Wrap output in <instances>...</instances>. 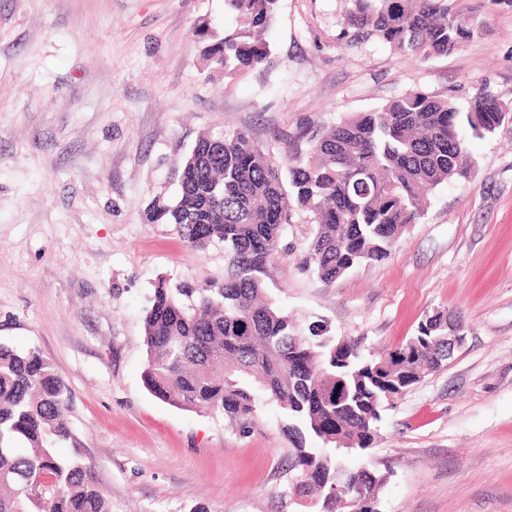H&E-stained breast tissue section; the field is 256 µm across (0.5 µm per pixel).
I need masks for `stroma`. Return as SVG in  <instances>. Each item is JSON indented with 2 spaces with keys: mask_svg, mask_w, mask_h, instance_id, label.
<instances>
[{
  "mask_svg": "<svg viewBox=\"0 0 512 512\" xmlns=\"http://www.w3.org/2000/svg\"><path fill=\"white\" fill-rule=\"evenodd\" d=\"M346 6L279 0L267 64L227 75L203 56L237 25L224 0H0V342L54 364L63 451L112 512H296L276 405L244 436L144 386L155 287L224 278L223 246L147 219L199 135L244 130L278 153L305 125L415 91L485 88L512 108V0H462L479 31L425 60L343 38ZM469 149L473 177L439 188L386 260L325 284L304 268L314 226L298 211L261 275L288 314L368 348H398L437 310L463 318L448 364L341 458L387 474L380 512H512V123Z\"/></svg>",
  "mask_w": 512,
  "mask_h": 512,
  "instance_id": "1",
  "label": "stroma"
}]
</instances>
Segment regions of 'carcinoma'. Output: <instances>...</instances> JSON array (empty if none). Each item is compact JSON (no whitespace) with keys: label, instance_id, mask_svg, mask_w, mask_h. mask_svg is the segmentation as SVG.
<instances>
[{"label":"carcinoma","instance_id":"cac0c4a2","mask_svg":"<svg viewBox=\"0 0 512 512\" xmlns=\"http://www.w3.org/2000/svg\"><path fill=\"white\" fill-rule=\"evenodd\" d=\"M355 39H377L414 59L446 55L474 35L458 0H350ZM241 27L213 44L208 59L234 73L263 64L278 0H225ZM512 121L499 99L477 91L464 108L408 93L329 127L304 130L280 157L246 131L206 134L181 162L179 190L149 208L150 221L179 226L191 249L224 245L220 285L159 283L144 316L143 380L174 407L221 415L241 433L276 404L292 444V493L302 512H347L375 503L386 476L343 469L338 457L371 447L383 405L448 360V314L423 321L389 352L298 323L265 295L260 274L280 252L293 209L314 224L306 266L332 284L360 264L385 260L441 185L470 176L476 138ZM68 389L37 350L0 342V512H112L79 454L64 409Z\"/></svg>","mask_w":512,"mask_h":512}]
</instances>
